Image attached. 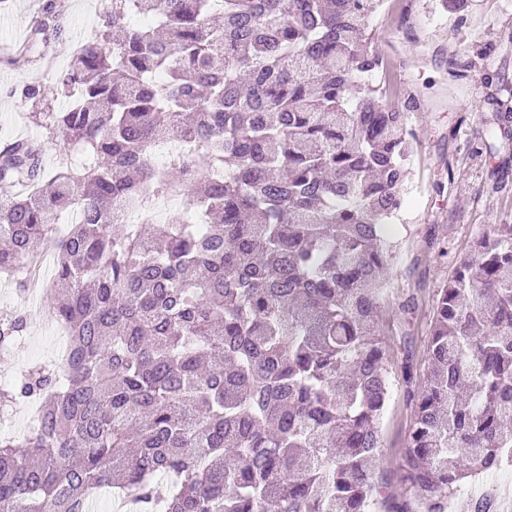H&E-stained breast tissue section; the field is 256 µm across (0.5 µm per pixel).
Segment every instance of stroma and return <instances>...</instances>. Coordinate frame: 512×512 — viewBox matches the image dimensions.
Returning <instances> with one entry per match:
<instances>
[{"label": "stroma", "instance_id": "obj_1", "mask_svg": "<svg viewBox=\"0 0 512 512\" xmlns=\"http://www.w3.org/2000/svg\"><path fill=\"white\" fill-rule=\"evenodd\" d=\"M73 40L89 38L112 0H52ZM45 0H0V149L17 139L40 140L48 165L61 147L29 118L20 91L56 86L67 69L58 53L52 69L15 53ZM373 47L386 63L374 82L409 116L417 146L403 205L390 225L397 244L382 297L378 330L389 354L391 396L382 429L378 472L398 493L414 411V386L427 369L426 345L438 288L474 241L512 224V153L483 148L497 94L512 107V0H470L462 19L448 17L437 0H383L370 20ZM67 340L32 329L26 342L0 352V378L15 377L37 361L54 359Z\"/></svg>", "mask_w": 512, "mask_h": 512}]
</instances>
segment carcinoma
<instances>
[{
  "mask_svg": "<svg viewBox=\"0 0 512 512\" xmlns=\"http://www.w3.org/2000/svg\"><path fill=\"white\" fill-rule=\"evenodd\" d=\"M381 0H112L77 45L47 2L24 49L71 61L59 138L0 151V274L56 255L60 364L0 387L36 426L0 435V512H446L512 455V224L437 291L401 493L377 472L390 372L377 318L415 133L368 78ZM494 112L485 149L509 151ZM184 152L155 163L157 143ZM178 187L144 235L115 224ZM77 211L64 232L59 214ZM27 328L0 319V350Z\"/></svg>",
  "mask_w": 512,
  "mask_h": 512,
  "instance_id": "obj_1",
  "label": "carcinoma"
}]
</instances>
